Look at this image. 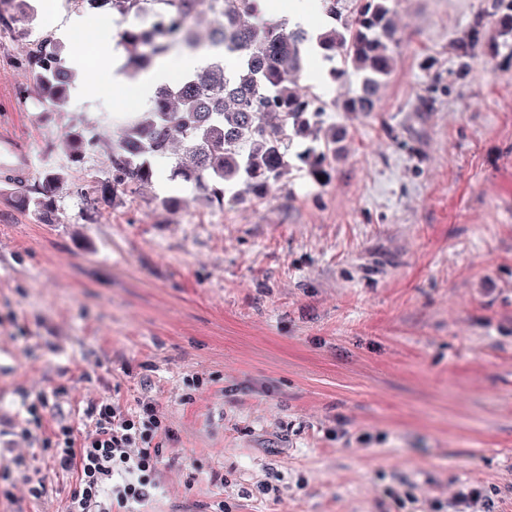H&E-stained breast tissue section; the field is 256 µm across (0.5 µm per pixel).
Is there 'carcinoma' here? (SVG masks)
Masks as SVG:
<instances>
[{"label":"carcinoma","mask_w":512,"mask_h":512,"mask_svg":"<svg viewBox=\"0 0 512 512\" xmlns=\"http://www.w3.org/2000/svg\"><path fill=\"white\" fill-rule=\"evenodd\" d=\"M107 12L127 19L146 0H107ZM167 13L157 26L130 24L121 33L127 65L144 72L174 51H197L193 19L204 0H151ZM224 23L214 27L206 62L163 84L151 109L129 123L112 149V181L100 191L114 196L135 193L154 176L152 159L174 156V172L194 183L200 196L219 208L243 195L263 196L301 163L315 180L328 175L336 140L294 151L295 138L316 131L326 105L315 106L296 84L315 54L340 58L330 70L336 80L356 76L357 92L344 100L348 112H371L373 97L391 74L396 42L392 0H360L355 12L345 0H323L321 32L281 23L255 25L248 20L252 0H221ZM32 6L25 0H0V23ZM23 66L34 72L41 90L62 101L69 79L61 49L50 37L33 44ZM73 160H80L93 141L77 134L68 138ZM63 184L60 172L47 169L20 205L45 218Z\"/></svg>","instance_id":"obj_1"}]
</instances>
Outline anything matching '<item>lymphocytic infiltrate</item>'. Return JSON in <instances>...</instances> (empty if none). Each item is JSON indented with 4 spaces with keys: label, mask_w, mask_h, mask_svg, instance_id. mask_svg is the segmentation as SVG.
I'll return each instance as SVG.
<instances>
[{
    "label": "lymphocytic infiltrate",
    "mask_w": 512,
    "mask_h": 512,
    "mask_svg": "<svg viewBox=\"0 0 512 512\" xmlns=\"http://www.w3.org/2000/svg\"><path fill=\"white\" fill-rule=\"evenodd\" d=\"M84 416L92 429L83 440L63 419L43 440L53 451L52 469L76 475L66 512H137L160 490L156 473L163 448L174 438L171 427L146 398L127 408L95 401Z\"/></svg>",
    "instance_id": "lymphocytic-infiltrate-1"
}]
</instances>
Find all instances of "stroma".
I'll return each instance as SVG.
<instances>
[{
  "label": "stroma",
  "mask_w": 512,
  "mask_h": 512,
  "mask_svg": "<svg viewBox=\"0 0 512 512\" xmlns=\"http://www.w3.org/2000/svg\"><path fill=\"white\" fill-rule=\"evenodd\" d=\"M395 11L375 111L338 108L354 87L331 61L299 80L342 132L327 182L294 171L221 209L162 159L86 210L112 101L49 102L14 65L24 20L0 27V102L24 85L32 105L0 112L22 148L0 159V512H65L75 488L50 449L9 445L39 394L78 434L89 401L154 399L178 440L148 512H455L472 488L512 512V29L503 0ZM72 132L96 135L79 163ZM48 168L47 224L17 196Z\"/></svg>",
  "instance_id": "obj_1"
}]
</instances>
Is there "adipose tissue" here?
<instances>
[{"instance_id": "ef3b65f1", "label": "adipose tissue", "mask_w": 512, "mask_h": 512, "mask_svg": "<svg viewBox=\"0 0 512 512\" xmlns=\"http://www.w3.org/2000/svg\"><path fill=\"white\" fill-rule=\"evenodd\" d=\"M267 14L279 23L293 27L320 20L323 16L322 0H261ZM42 9L48 14L53 25L60 32L67 33L76 28L97 30L98 37L87 53L73 56L71 64L75 69H85L88 57H95L99 74L86 81L84 91L91 97H109L120 107L130 105L149 107L153 104L155 90L168 83L174 72L189 73L201 63L196 55H185L172 61L156 64L137 81H129L112 40V27L108 21L88 16L62 17L57 0H43Z\"/></svg>"}]
</instances>
